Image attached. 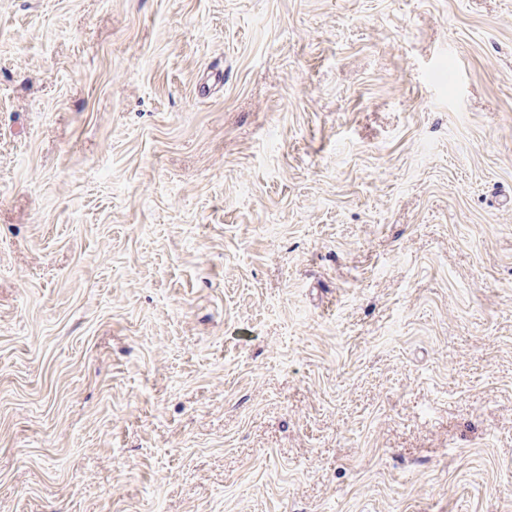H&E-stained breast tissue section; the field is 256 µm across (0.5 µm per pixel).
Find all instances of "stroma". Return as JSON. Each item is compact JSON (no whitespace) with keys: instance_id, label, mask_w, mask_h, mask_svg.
Instances as JSON below:
<instances>
[{"instance_id":"1","label":"stroma","mask_w":512,"mask_h":512,"mask_svg":"<svg viewBox=\"0 0 512 512\" xmlns=\"http://www.w3.org/2000/svg\"><path fill=\"white\" fill-rule=\"evenodd\" d=\"M0 512H512V0H0Z\"/></svg>"}]
</instances>
